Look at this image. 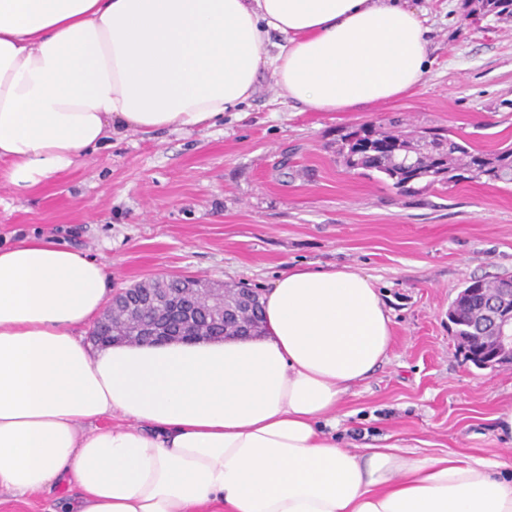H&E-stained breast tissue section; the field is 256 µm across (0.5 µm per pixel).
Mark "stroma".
<instances>
[{"label":"stroma","mask_w":512,"mask_h":512,"mask_svg":"<svg viewBox=\"0 0 512 512\" xmlns=\"http://www.w3.org/2000/svg\"><path fill=\"white\" fill-rule=\"evenodd\" d=\"M428 71L362 112H315L268 75L209 129L130 132L22 194L0 184V245L57 240L105 263L113 289L183 274L261 293L291 266L372 275L392 345L342 397L341 446L398 444L512 460L494 415L512 407V365L477 369L448 307L474 278L512 275V183L402 192L347 169L336 142L362 125L448 128L484 150L512 142V21L467 18L464 0H422Z\"/></svg>","instance_id":"1"}]
</instances>
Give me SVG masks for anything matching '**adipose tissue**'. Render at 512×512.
Masks as SVG:
<instances>
[{"label":"adipose tissue","mask_w":512,"mask_h":512,"mask_svg":"<svg viewBox=\"0 0 512 512\" xmlns=\"http://www.w3.org/2000/svg\"><path fill=\"white\" fill-rule=\"evenodd\" d=\"M428 33L408 0H0V182L31 192L113 136L214 127L263 72L316 112L395 98L427 72ZM111 289L84 251L0 248V493L62 489L61 512H512L505 461L324 431L390 350L374 277L293 266L261 335L93 350L75 330Z\"/></svg>","instance_id":"ef3b65f1"}]
</instances>
